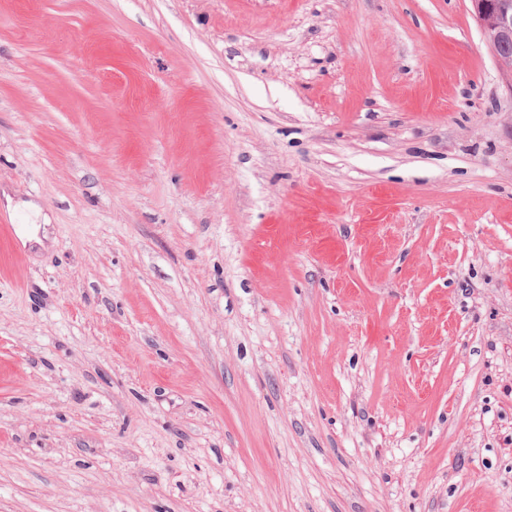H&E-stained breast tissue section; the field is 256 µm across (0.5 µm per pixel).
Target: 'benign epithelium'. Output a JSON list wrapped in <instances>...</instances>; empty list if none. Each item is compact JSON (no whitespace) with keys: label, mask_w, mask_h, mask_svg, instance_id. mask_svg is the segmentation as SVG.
<instances>
[{"label":"benign epithelium","mask_w":512,"mask_h":512,"mask_svg":"<svg viewBox=\"0 0 512 512\" xmlns=\"http://www.w3.org/2000/svg\"><path fill=\"white\" fill-rule=\"evenodd\" d=\"M472 12L503 75L512 84V0H470Z\"/></svg>","instance_id":"1"}]
</instances>
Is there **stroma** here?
I'll use <instances>...</instances> for the list:
<instances>
[{"mask_svg":"<svg viewBox=\"0 0 512 512\" xmlns=\"http://www.w3.org/2000/svg\"><path fill=\"white\" fill-rule=\"evenodd\" d=\"M1 224L0 512H512L470 0H0Z\"/></svg>","mask_w":512,"mask_h":512,"instance_id":"obj_1","label":"stroma"}]
</instances>
